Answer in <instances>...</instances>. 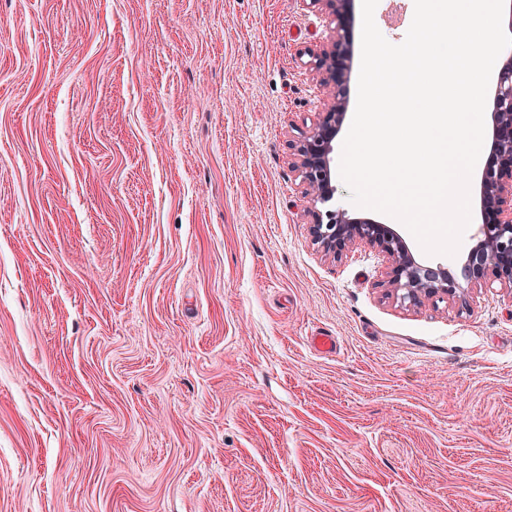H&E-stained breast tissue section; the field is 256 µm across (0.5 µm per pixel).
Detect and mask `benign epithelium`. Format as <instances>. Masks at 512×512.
Masks as SVG:
<instances>
[{"mask_svg":"<svg viewBox=\"0 0 512 512\" xmlns=\"http://www.w3.org/2000/svg\"><path fill=\"white\" fill-rule=\"evenodd\" d=\"M336 20V39L328 48L312 54L318 72L334 82L331 101L323 117L294 146V166L305 185L309 233L313 244L326 256H340L355 245H368L383 255L381 286L402 304L462 301L468 290L492 281L512 288V57L497 73L491 119L494 136L480 180L481 224L478 241L464 265L465 283L442 267L418 263L403 238L389 225L348 216L344 209H323L336 192L331 154L337 128L347 110L344 72L353 57L347 28L350 0H310Z\"/></svg>","mask_w":512,"mask_h":512,"instance_id":"obj_1","label":"benign epithelium"}]
</instances>
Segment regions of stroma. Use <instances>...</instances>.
Listing matches in <instances>:
<instances>
[{
	"label": "stroma",
	"instance_id": "35a3bbf8",
	"mask_svg": "<svg viewBox=\"0 0 512 512\" xmlns=\"http://www.w3.org/2000/svg\"><path fill=\"white\" fill-rule=\"evenodd\" d=\"M334 38L307 0H0V512H512V290L409 307L311 241Z\"/></svg>",
	"mask_w": 512,
	"mask_h": 512
}]
</instances>
